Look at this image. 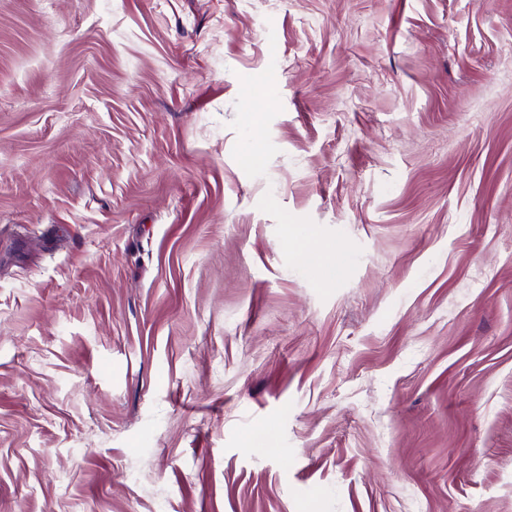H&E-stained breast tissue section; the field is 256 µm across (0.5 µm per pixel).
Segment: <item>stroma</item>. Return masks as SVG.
<instances>
[{
    "label": "stroma",
    "instance_id": "35a3bbf8",
    "mask_svg": "<svg viewBox=\"0 0 512 512\" xmlns=\"http://www.w3.org/2000/svg\"><path fill=\"white\" fill-rule=\"evenodd\" d=\"M0 512H512V0H0Z\"/></svg>",
    "mask_w": 512,
    "mask_h": 512
}]
</instances>
